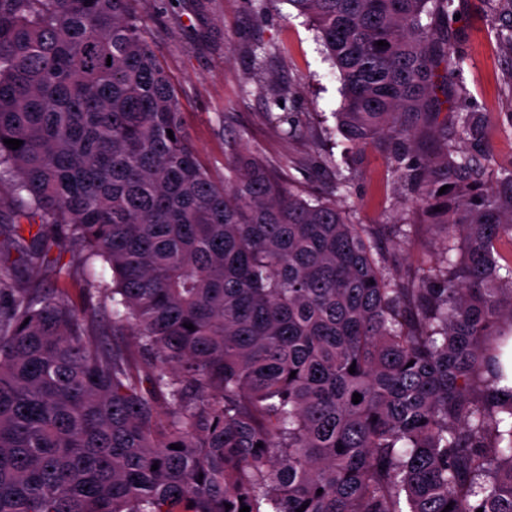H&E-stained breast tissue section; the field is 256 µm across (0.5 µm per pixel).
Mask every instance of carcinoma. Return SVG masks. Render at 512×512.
<instances>
[{
	"mask_svg": "<svg viewBox=\"0 0 512 512\" xmlns=\"http://www.w3.org/2000/svg\"><path fill=\"white\" fill-rule=\"evenodd\" d=\"M134 2L0 0V179L37 226L0 261V512H512V162L486 185L448 149L484 146L465 109L417 154L436 89L464 90L454 0H286L339 71L348 145L388 142L463 243L411 288L240 140L215 182ZM484 3L512 46V0ZM53 245L109 266L95 292L133 349L18 283Z\"/></svg>",
	"mask_w": 512,
	"mask_h": 512,
	"instance_id": "1",
	"label": "carcinoma"
}]
</instances>
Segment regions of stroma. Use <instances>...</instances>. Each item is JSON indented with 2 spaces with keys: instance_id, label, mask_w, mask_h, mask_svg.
<instances>
[{
  "instance_id": "1",
  "label": "stroma",
  "mask_w": 512,
  "mask_h": 512,
  "mask_svg": "<svg viewBox=\"0 0 512 512\" xmlns=\"http://www.w3.org/2000/svg\"><path fill=\"white\" fill-rule=\"evenodd\" d=\"M457 2L467 96L457 99L452 85L438 90L437 120L450 122L460 107L480 113L487 124L480 162L494 174L512 163V50L497 39L482 0ZM135 7L177 95L184 131L216 181L224 179L225 139L239 137L304 196L335 199L352 223L382 226L383 244L398 249L390 271L403 284L443 255L445 233L418 210L382 148H348L335 118L339 72L313 24L285 0H137ZM275 98L280 106H272ZM291 112L302 128L294 137L282 120ZM340 174L350 179L343 197L333 194ZM18 276L42 282L80 310L111 271L96 261L71 278L30 266Z\"/></svg>"
}]
</instances>
